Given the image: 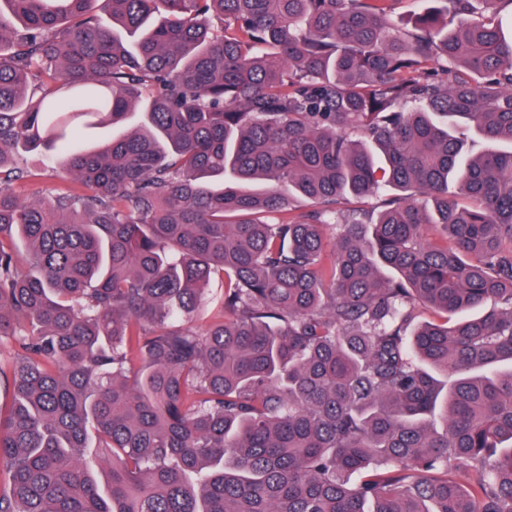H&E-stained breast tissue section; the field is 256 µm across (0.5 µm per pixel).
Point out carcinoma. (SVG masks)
Segmentation results:
<instances>
[{"instance_id": "1", "label": "carcinoma", "mask_w": 512, "mask_h": 512, "mask_svg": "<svg viewBox=\"0 0 512 512\" xmlns=\"http://www.w3.org/2000/svg\"><path fill=\"white\" fill-rule=\"evenodd\" d=\"M393 2L0 0V512H512V0ZM26 159L37 176L25 184L22 194L28 198L40 197L46 190L59 182L58 166L44 154L31 153L27 155Z\"/></svg>"}]
</instances>
